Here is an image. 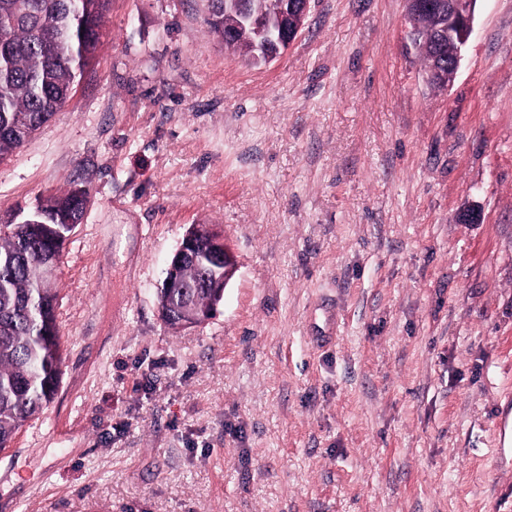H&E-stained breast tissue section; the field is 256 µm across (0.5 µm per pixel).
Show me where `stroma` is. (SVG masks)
Here are the masks:
<instances>
[{"mask_svg": "<svg viewBox=\"0 0 512 512\" xmlns=\"http://www.w3.org/2000/svg\"><path fill=\"white\" fill-rule=\"evenodd\" d=\"M207 17L111 0L0 164V215L88 199L59 386L0 450V512H512V0H479L445 91L406 0H312L259 65ZM195 224L236 272L176 332L158 291Z\"/></svg>", "mask_w": 512, "mask_h": 512, "instance_id": "1", "label": "stroma"}]
</instances>
